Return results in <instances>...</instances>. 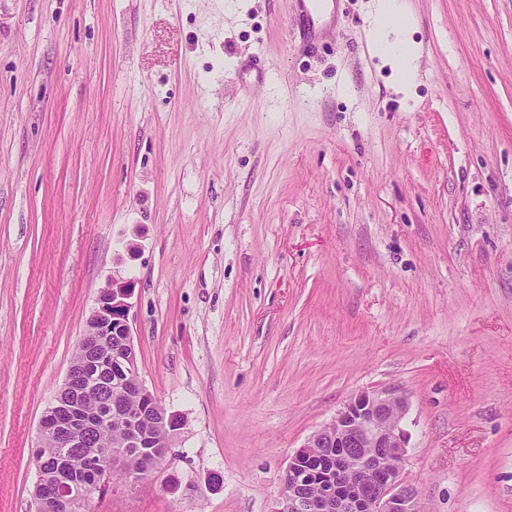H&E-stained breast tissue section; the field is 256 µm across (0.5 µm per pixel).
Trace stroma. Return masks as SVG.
Listing matches in <instances>:
<instances>
[{"instance_id":"obj_1","label":"stroma","mask_w":512,"mask_h":512,"mask_svg":"<svg viewBox=\"0 0 512 512\" xmlns=\"http://www.w3.org/2000/svg\"><path fill=\"white\" fill-rule=\"evenodd\" d=\"M0 0V512L113 273L179 415L88 512H274L360 391L408 403L424 512H512V0ZM296 10L306 27L307 38L312 40L314 32L319 30L324 23V0H294ZM372 24L378 47L396 63L403 81L410 83L416 67V55L412 45L406 39L400 2L379 1Z\"/></svg>"}]
</instances>
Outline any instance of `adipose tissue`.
<instances>
[{"instance_id": "1", "label": "adipose tissue", "mask_w": 512, "mask_h": 512, "mask_svg": "<svg viewBox=\"0 0 512 512\" xmlns=\"http://www.w3.org/2000/svg\"><path fill=\"white\" fill-rule=\"evenodd\" d=\"M379 48L397 65L404 82H411L416 55L406 38L404 15L399 0H379L373 18Z\"/></svg>"}]
</instances>
